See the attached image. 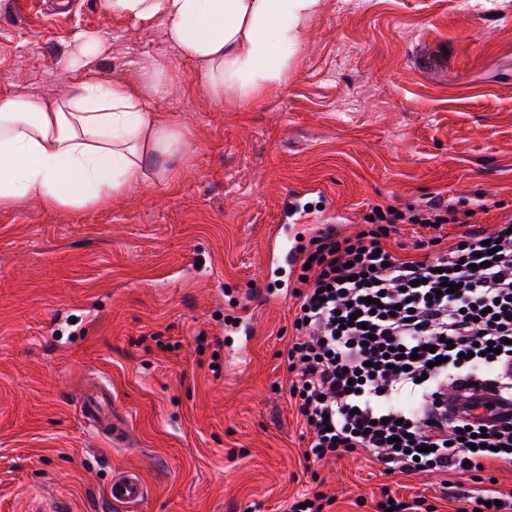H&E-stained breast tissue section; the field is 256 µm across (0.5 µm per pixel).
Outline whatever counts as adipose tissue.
<instances>
[{
    "label": "adipose tissue",
    "instance_id": "1",
    "mask_svg": "<svg viewBox=\"0 0 512 512\" xmlns=\"http://www.w3.org/2000/svg\"><path fill=\"white\" fill-rule=\"evenodd\" d=\"M320 0H108L110 10L148 24L194 61L214 92L278 79ZM182 135L160 124L121 83L85 81L79 94L37 100L0 95V207L32 196L50 208L109 204L145 177L151 158L171 155Z\"/></svg>",
    "mask_w": 512,
    "mask_h": 512
}]
</instances>
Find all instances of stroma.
Segmentation results:
<instances>
[{
    "label": "stroma",
    "instance_id": "stroma-1",
    "mask_svg": "<svg viewBox=\"0 0 512 512\" xmlns=\"http://www.w3.org/2000/svg\"><path fill=\"white\" fill-rule=\"evenodd\" d=\"M0 0V94L80 90L70 67L87 32L96 79L123 83L180 152L148 163L111 204L0 209V512H456L435 473L385 475L353 453L306 465L284 352L297 273L267 284L268 230L310 190L302 238L369 231L368 206L459 209L486 195L490 228L512 215V0H320L278 80L213 93L171 45L106 0ZM152 60L164 84L142 72ZM252 327L227 332V316ZM108 376L130 416L113 448L79 416L88 372ZM138 470L149 496L112 504L113 475Z\"/></svg>",
    "mask_w": 512,
    "mask_h": 512
}]
</instances>
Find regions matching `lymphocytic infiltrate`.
Returning <instances> with one entry per match:
<instances>
[{
    "label": "lymphocytic infiltrate",
    "mask_w": 512,
    "mask_h": 512,
    "mask_svg": "<svg viewBox=\"0 0 512 512\" xmlns=\"http://www.w3.org/2000/svg\"><path fill=\"white\" fill-rule=\"evenodd\" d=\"M473 214L436 199L403 213L374 215L373 236L338 239L333 227L310 240V268L295 291L297 335L286 351L290 395L310 434V463L367 449L383 469L443 474L480 465L512 467V420L487 427L449 418V382L485 369L499 371L495 388L512 396V216L492 231ZM458 241L420 260L398 257L386 243L399 224H456ZM499 242L490 266L476 263L484 242ZM458 283L447 293L443 283ZM380 302L367 305V298ZM360 313L362 323L350 322ZM496 352H489V345ZM399 445H392V438Z\"/></svg>",
    "instance_id": "f902f5d3"
}]
</instances>
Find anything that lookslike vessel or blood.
Returning <instances> with one entry per match:
<instances>
[{
	"label": "vessel or blood",
	"mask_w": 512,
	"mask_h": 512,
	"mask_svg": "<svg viewBox=\"0 0 512 512\" xmlns=\"http://www.w3.org/2000/svg\"><path fill=\"white\" fill-rule=\"evenodd\" d=\"M76 401L85 426L106 438L113 447L129 443V417L124 412L112 385L101 376H93L77 391ZM448 412L491 422L512 417V401L503 399L494 389L477 382L460 381L448 396ZM148 495L141 475L127 470L113 476L107 487L108 498L116 504H135Z\"/></svg>",
	"instance_id": "vessel-or-blood-1"
}]
</instances>
